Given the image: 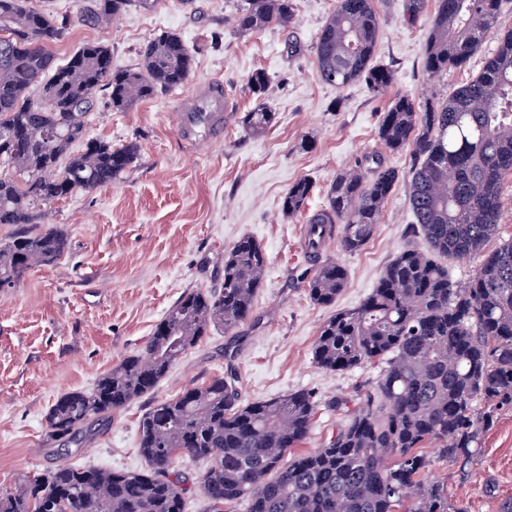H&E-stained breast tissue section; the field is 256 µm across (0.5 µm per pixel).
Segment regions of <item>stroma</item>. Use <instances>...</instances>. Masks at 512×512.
Segmentation results:
<instances>
[{
  "label": "stroma",
  "mask_w": 512,
  "mask_h": 512,
  "mask_svg": "<svg viewBox=\"0 0 512 512\" xmlns=\"http://www.w3.org/2000/svg\"><path fill=\"white\" fill-rule=\"evenodd\" d=\"M239 2L155 0L99 28L80 21L82 0H32L70 20L51 47L55 65L98 42L111 48L114 67L132 68L150 41L174 34L196 51L190 82L222 79L232 110L219 138L187 143L175 121L184 87L124 112L99 95L87 139L116 146L136 141L140 159L123 179L48 205L44 223L67 233V254L54 266L31 270L18 287L0 291V488L54 465L45 418L57 397L90 389L140 351L186 289L217 287V255L244 236L267 258L251 317L235 329L212 330L151 394L116 411L108 430L68 456V464L144 469L137 443L145 411L229 368L246 404L296 391L313 394L318 408L300 446L304 452L327 444L375 387L380 364L328 372L316 364L313 347L322 324L336 311L359 306L402 248L427 247L413 230L408 202L413 156L410 149L393 152L381 145L379 116L399 95L418 102L430 95L446 99L481 70L496 43L486 39L466 64L429 77L423 57L437 0H420L414 15L411 0H374L380 27L373 61L394 75L377 97L364 83L339 89L319 77L313 45L336 0H295L288 28L246 35L231 24ZM292 42L299 53H289ZM257 69L270 78L261 98L246 87ZM262 102L276 121L264 133L248 135L244 117ZM367 154L381 155L398 170L399 181L362 250L343 252L335 238L323 246L321 261L342 265L347 281L334 305L318 306L308 296L311 264L301 230L323 208L336 174ZM303 178L313 186L310 200L301 213L286 215L282 199ZM424 453L431 461L429 477L447 483L464 512H497L499 499L512 497V407L500 410L483 432L480 452L466 471L440 459L436 444ZM489 483L496 496L486 494Z\"/></svg>",
  "instance_id": "1"
}]
</instances>
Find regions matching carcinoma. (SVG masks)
<instances>
[{"label":"carcinoma","mask_w":512,"mask_h":512,"mask_svg":"<svg viewBox=\"0 0 512 512\" xmlns=\"http://www.w3.org/2000/svg\"><path fill=\"white\" fill-rule=\"evenodd\" d=\"M501 3L438 0L427 73L463 65L489 37L496 50L444 102L427 98L418 106L402 95L381 115L385 146L412 148L409 201L429 252L399 251L358 307L321 326L313 348L320 368L384 363L374 391L336 437L296 453L316 414L311 393L243 404L234 377L214 376L142 415L138 451L146 469L59 465L0 489V512H184L178 458L205 464L198 483L207 512H230L241 501L247 512H465L444 483L425 477L431 461L421 448L436 443L441 457L464 469L496 412L512 406V241L483 252L499 229L502 180L512 174V29L496 28ZM134 4L150 0H83L79 19L101 26ZM294 15L295 0H242L233 29L286 28ZM379 27L373 0H337L314 45L321 80L338 88L361 81L373 95L385 93L393 73L371 64ZM65 29L66 21L28 0H0V225L14 227L0 243L1 290L67 252L64 231L38 229L44 206L108 185L139 159L135 141L114 148L85 140L99 85L107 82L112 108L125 111L183 84L194 64V52L170 34L151 41L134 68L113 70L112 51L100 43L85 44L55 68L49 46ZM268 84L261 69L247 77L256 96ZM275 119L260 105L245 116V131L259 134ZM80 142L83 149L71 152ZM397 180L377 155L339 173L325 207L309 219L317 232L307 258L317 257L337 230L345 252L360 251ZM311 192L306 180L293 183L283 212L304 210ZM479 254L464 286L435 260ZM221 269L218 288L182 294L143 351L91 389L57 398L45 420L52 454H67L103 431L112 413L152 392L211 329L250 317L267 271L263 249L243 238L225 251ZM346 279L343 266L318 265L308 281L310 300L334 303Z\"/></svg>","instance_id":"1"}]
</instances>
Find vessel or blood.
I'll use <instances>...</instances> for the list:
<instances>
[{"instance_id": "1", "label": "vessel or blood", "mask_w": 512, "mask_h": 512, "mask_svg": "<svg viewBox=\"0 0 512 512\" xmlns=\"http://www.w3.org/2000/svg\"><path fill=\"white\" fill-rule=\"evenodd\" d=\"M228 109L222 81L213 80L198 86L178 100L176 121L181 138L195 142L207 136H220L224 130V114Z\"/></svg>"}]
</instances>
